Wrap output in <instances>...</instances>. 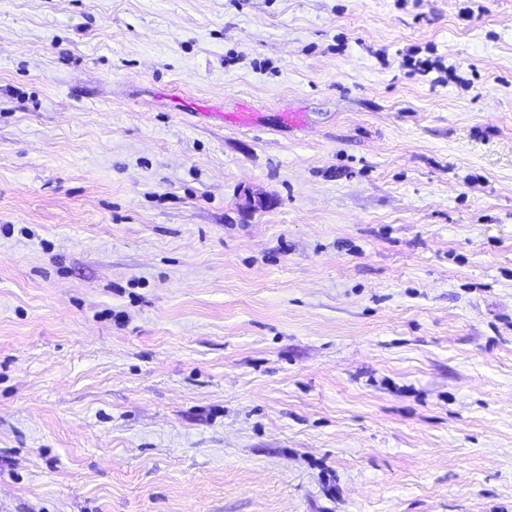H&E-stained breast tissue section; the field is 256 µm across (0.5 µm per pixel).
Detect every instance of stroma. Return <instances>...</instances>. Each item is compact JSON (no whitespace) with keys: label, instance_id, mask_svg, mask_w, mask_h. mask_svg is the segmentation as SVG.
<instances>
[{"label":"stroma","instance_id":"35a3bbf8","mask_svg":"<svg viewBox=\"0 0 512 512\" xmlns=\"http://www.w3.org/2000/svg\"><path fill=\"white\" fill-rule=\"evenodd\" d=\"M0 512H512V0H0Z\"/></svg>","mask_w":512,"mask_h":512}]
</instances>
